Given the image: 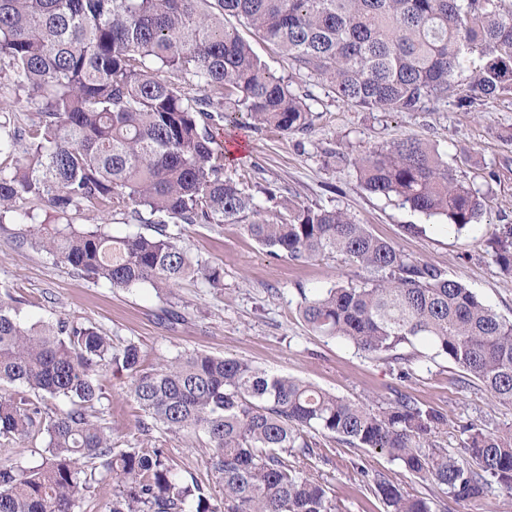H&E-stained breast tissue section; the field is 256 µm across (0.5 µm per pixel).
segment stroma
<instances>
[{"label":"stroma","instance_id":"1","mask_svg":"<svg viewBox=\"0 0 512 512\" xmlns=\"http://www.w3.org/2000/svg\"><path fill=\"white\" fill-rule=\"evenodd\" d=\"M251 45L272 72L293 79L299 91H312V125L308 132L284 135L253 129L246 114L238 113L237 123L225 124L220 135L225 174L279 196L344 211L406 254L445 269L501 318L512 320V278L503 276L485 252L486 240L500 226L512 224V100L489 99L468 110L448 103L425 112H365L338 101L328 86H308L272 44L255 38ZM402 138L437 146L457 176L473 182L486 201L480 223L459 233L447 231L441 218L370 194L354 168L336 158L340 152L355 156ZM492 168L500 171L498 181L484 178ZM27 230L18 218L0 224V292L21 299L24 322L69 318L91 323L114 344L139 345L149 366L195 350L246 359L269 373L291 375L354 401L382 403L399 390L447 414L448 423L437 430L436 439L448 449L460 444L458 423L512 426V405L460 387L458 370L446 358L416 363L413 378L403 381L397 364L311 332L299 314L302 291L366 275L343 257L297 262L271 255L238 224L218 231L207 224H174L170 230L181 245L202 264L218 269L221 282L212 287L188 278L160 295L147 285L118 290L79 276L24 243ZM172 305L185 314V322L162 320V309ZM102 384L105 396L96 409L112 428L113 447L144 448L146 437L137 424L140 411L129 394L128 378L108 370ZM310 439L322 452L312 460L310 472L335 498L336 512H386L380 498L359 487L354 473L358 464L388 474L408 493L428 492L384 454L354 449L318 432ZM165 449L182 479L211 484L205 457L191 441L170 436Z\"/></svg>","mask_w":512,"mask_h":512}]
</instances>
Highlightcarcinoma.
Here are the masks:
<instances>
[{"label":"carcinoma","instance_id":"cac0c4a2","mask_svg":"<svg viewBox=\"0 0 512 512\" xmlns=\"http://www.w3.org/2000/svg\"><path fill=\"white\" fill-rule=\"evenodd\" d=\"M228 18L286 54L295 74L365 111L512 99V0H0V223L30 220L32 245L97 283L166 294L189 275L221 278L193 260L170 222L241 224L292 261L338 253L368 276L301 292L315 334L384 361L445 357L463 371L461 386L474 379L511 404L512 322L345 212L287 198L262 218L250 188L224 175L216 130L231 113L301 133L313 99L275 76ZM351 164L369 193L441 216L451 231L482 218L479 192L429 143L381 144ZM73 210L93 223L45 227ZM116 214L153 233H106ZM487 254L512 276V226L488 240ZM16 302L0 293V385L27 393H0V446L40 435L48 443L36 466L0 463V512H74L101 475L112 482L103 512H336L303 467L310 432L385 454L456 501L512 496V427L467 422L450 455L433 439L446 416L405 394L356 402L200 351L146 367L134 343L115 346L74 320L28 324ZM107 367L127 374L139 410L164 433L204 439L221 495L179 478L161 442L112 448L94 410ZM41 393L70 408L47 412L33 400ZM357 474L390 512H439L380 471Z\"/></svg>","mask_w":512,"mask_h":512}]
</instances>
